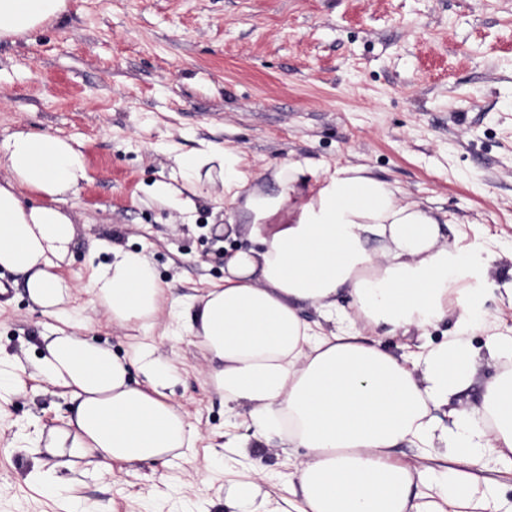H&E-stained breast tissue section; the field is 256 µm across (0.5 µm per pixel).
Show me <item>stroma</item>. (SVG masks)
Masks as SVG:
<instances>
[{
    "label": "stroma",
    "instance_id": "obj_1",
    "mask_svg": "<svg viewBox=\"0 0 512 512\" xmlns=\"http://www.w3.org/2000/svg\"><path fill=\"white\" fill-rule=\"evenodd\" d=\"M75 140L87 179L70 198L78 224L63 275L78 335L126 356L137 333L107 324L86 285L107 240L144 253L188 321L196 298L224 279V205L197 200L191 219L152 199L171 156L201 142L241 151L273 189L284 160L307 170L316 191L342 165L413 200L432 201L460 247L479 246L465 269L486 316L512 326L500 287L512 268V0H67L59 19L25 38L0 41V138L15 131ZM491 268H484L485 257ZM0 305V354L35 359L44 317L17 274ZM177 379L170 398L201 438L192 455L116 463L101 475L86 461L58 466L47 452H8L31 422L63 426L57 393L0 394V512H230L233 482L262 470L276 493L303 449L278 438L243 457L221 453L247 440L246 410L224 404L206 353L188 335L149 334ZM55 469L58 494L30 483Z\"/></svg>",
    "mask_w": 512,
    "mask_h": 512
}]
</instances>
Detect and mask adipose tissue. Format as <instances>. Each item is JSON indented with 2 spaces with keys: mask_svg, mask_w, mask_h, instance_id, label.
<instances>
[{
  "mask_svg": "<svg viewBox=\"0 0 512 512\" xmlns=\"http://www.w3.org/2000/svg\"><path fill=\"white\" fill-rule=\"evenodd\" d=\"M65 8L66 0H0V40L24 37ZM173 163L182 186L154 181L147 189L154 200L184 215L208 185L225 214L243 210L253 224L278 227L228 257L223 284L200 296L187 332L208 352L225 400L246 407L253 438L276 435L304 449L291 478L300 489L292 512H492L471 477L485 454L512 463V328L487 323L485 348L502 371L483 385L479 405L451 406L474 382L478 354L467 337L479 306L459 286L466 253L445 241L432 208L404 199L362 165L336 168L306 194L298 162L277 164L276 189L263 193L250 189L241 152L215 142ZM0 169V268L23 275L47 320L35 361H0V391L38 377L71 405L48 444L23 434L21 447L125 463L193 450L199 431L170 403L175 373L155 345L137 343L124 359L71 330L77 286L60 268L76 238L65 204L87 178L82 153L58 135L16 131L0 138ZM99 247L110 259L91 269L93 295L112 322L152 328L174 307L169 289L142 252ZM343 292L354 324L325 331ZM305 304L322 326L301 317ZM448 316L454 335L407 358L372 336L382 325L422 332ZM133 365L144 383H131ZM402 446L453 460L449 487L420 493L432 476L397 457Z\"/></svg>",
  "mask_w": 512,
  "mask_h": 512,
  "instance_id": "obj_1",
  "label": "adipose tissue"
}]
</instances>
